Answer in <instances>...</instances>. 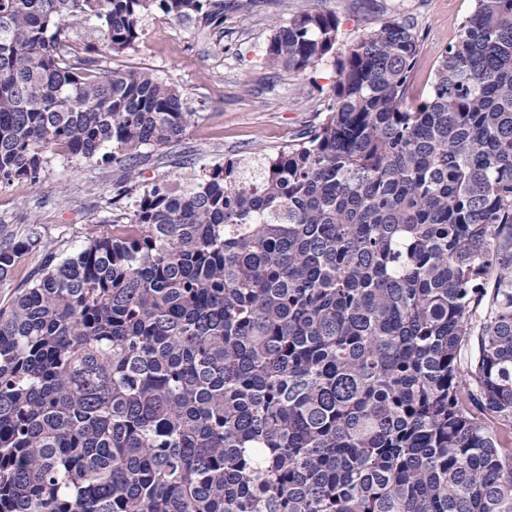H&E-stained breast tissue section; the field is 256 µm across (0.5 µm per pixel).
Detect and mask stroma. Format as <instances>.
I'll return each mask as SVG.
<instances>
[{
    "label": "stroma",
    "instance_id": "35a3bbf8",
    "mask_svg": "<svg viewBox=\"0 0 512 512\" xmlns=\"http://www.w3.org/2000/svg\"><path fill=\"white\" fill-rule=\"evenodd\" d=\"M336 14L342 38L353 41L393 16L410 17L422 51L410 93L425 97L437 55L459 32L471 0H224L218 27L180 22L153 11L133 48L113 53L95 27L77 29L79 43L97 46L103 66L148 69L183 94L194 117L179 141L143 149L136 161L137 190L162 180L188 178L212 165L259 150L273 152L319 120L336 80L332 67L296 74L268 68L264 49L274 25L306 7ZM122 161L67 162L50 157L38 185L19 180L0 188V240L37 229L55 250L68 252L88 238L111 233L109 202L127 179ZM117 197V196H116Z\"/></svg>",
    "mask_w": 512,
    "mask_h": 512
}]
</instances>
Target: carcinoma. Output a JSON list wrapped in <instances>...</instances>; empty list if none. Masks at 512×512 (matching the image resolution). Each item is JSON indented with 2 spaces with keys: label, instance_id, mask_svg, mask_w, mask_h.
<instances>
[{
  "label": "carcinoma",
  "instance_id": "1",
  "mask_svg": "<svg viewBox=\"0 0 512 512\" xmlns=\"http://www.w3.org/2000/svg\"><path fill=\"white\" fill-rule=\"evenodd\" d=\"M159 10L224 0H0V187L48 154L122 158L193 113L112 71ZM274 27L264 61L327 62V112L274 153L140 193L112 234L0 242V512H512V0H472L409 104L394 18ZM44 255L39 252L24 254L18 261L17 268L9 281L0 284V306L7 305L13 297L15 289L26 282L30 274L39 268L43 262Z\"/></svg>",
  "mask_w": 512,
  "mask_h": 512
}]
</instances>
